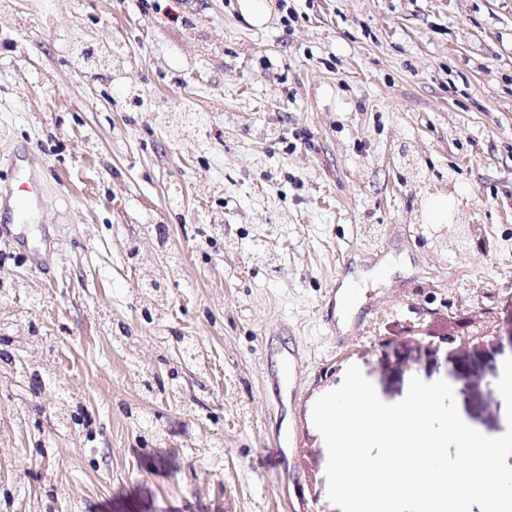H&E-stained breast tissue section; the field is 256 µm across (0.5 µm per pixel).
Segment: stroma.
<instances>
[{
	"label": "stroma",
	"mask_w": 512,
	"mask_h": 512,
	"mask_svg": "<svg viewBox=\"0 0 512 512\" xmlns=\"http://www.w3.org/2000/svg\"><path fill=\"white\" fill-rule=\"evenodd\" d=\"M266 4L0 0V189L40 188L0 217V512H338L312 407L353 364L505 431L512 0Z\"/></svg>",
	"instance_id": "obj_1"
}]
</instances>
